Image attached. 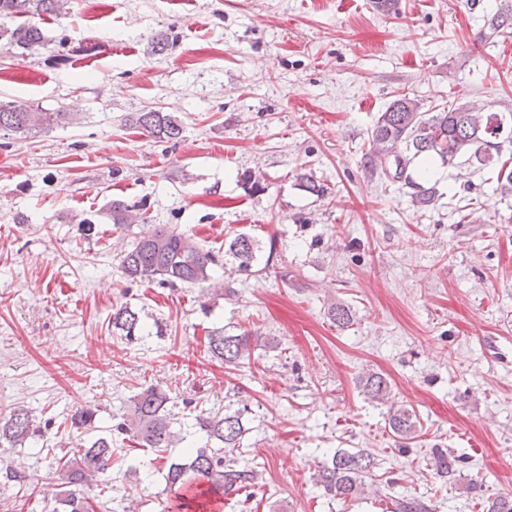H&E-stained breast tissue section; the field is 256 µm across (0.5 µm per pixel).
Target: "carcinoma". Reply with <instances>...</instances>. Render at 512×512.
<instances>
[{
	"label": "carcinoma",
	"instance_id": "carcinoma-1",
	"mask_svg": "<svg viewBox=\"0 0 512 512\" xmlns=\"http://www.w3.org/2000/svg\"><path fill=\"white\" fill-rule=\"evenodd\" d=\"M67 0H0V18L24 17L26 21L13 27H0V42L8 47L29 50L41 45L45 37L31 18L65 9ZM512 28V7L500 9L481 38L489 40ZM75 120L73 112H42L16 101L0 103V131L27 137L62 122ZM135 125L157 142H176L182 137L183 125L172 112L150 110L139 112ZM512 144V108L502 111L485 109L477 101L467 100L438 108L431 113L422 110L419 100L408 94L398 95L378 115L368 135L367 163L370 171L401 182L410 190L411 204L418 210L435 206L439 199L433 182L431 163L440 161L450 167L497 172L498 189L512 194V169L504 158L503 148ZM426 166L417 176L408 173L417 158ZM112 223L126 226L140 218L120 201L112 202ZM258 241L247 233H238L227 242L224 255L236 263V271L247 273L257 263ZM217 256L175 228L162 226L139 237L120 261L121 273L131 282H157L176 287L181 284L203 285L210 281ZM112 327L131 338L143 328L140 313L127 306L112 312ZM251 337L243 332L228 335L216 330L207 336V350L212 358L226 365L238 366L251 356ZM364 396L387 406L388 426L402 440L415 438L419 420L411 409L398 404L391 396L386 379L377 373L361 377ZM171 397L163 389L147 385L131 396L116 431L127 433L141 448H147L164 462L166 491L179 500L184 512H208L212 503L228 495H239L257 484L259 473L241 467L228 453L241 445L246 429L243 412L205 411L195 417V427L207 440L203 448H191L183 459L164 456L169 448L184 439L175 429L171 414ZM96 411L83 406L72 415L76 430L94 426ZM40 432L33 410L17 405L0 417V445L12 448L25 443ZM112 439L99 437L80 443L72 455L52 462L58 493L52 512H94L85 489L96 482L108 485L112 474ZM465 464L464 456L447 449L433 456L436 475L453 482ZM375 468L374 457L364 451H336L315 474L316 485L332 499H356L365 493V479ZM392 512H432L417 498L392 499Z\"/></svg>",
	"mask_w": 512,
	"mask_h": 512
}]
</instances>
